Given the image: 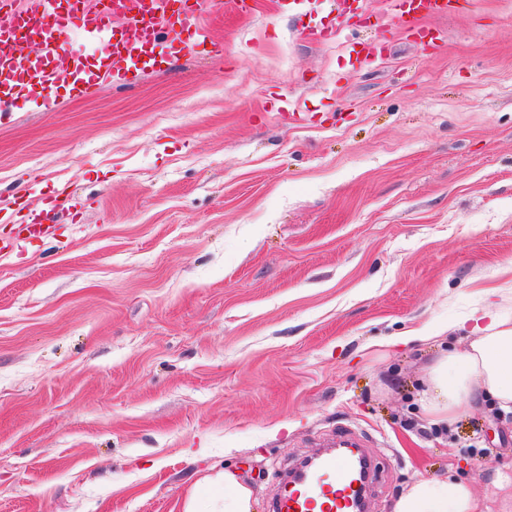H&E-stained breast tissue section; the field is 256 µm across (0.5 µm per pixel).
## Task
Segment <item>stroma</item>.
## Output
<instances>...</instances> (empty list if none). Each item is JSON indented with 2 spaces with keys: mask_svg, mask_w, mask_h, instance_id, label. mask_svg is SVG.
Returning a JSON list of instances; mask_svg holds the SVG:
<instances>
[{
  "mask_svg": "<svg viewBox=\"0 0 512 512\" xmlns=\"http://www.w3.org/2000/svg\"><path fill=\"white\" fill-rule=\"evenodd\" d=\"M370 8L248 0L0 118V197L74 205L0 220V512H183L224 469L270 512L340 419L373 438L367 512L450 474L512 512V414L429 429L435 348L392 342L512 317V0H453L427 45Z\"/></svg>",
  "mask_w": 512,
  "mask_h": 512,
  "instance_id": "stroma-1",
  "label": "stroma"
}]
</instances>
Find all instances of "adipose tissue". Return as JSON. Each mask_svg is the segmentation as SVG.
<instances>
[{
	"label": "adipose tissue",
	"instance_id": "1",
	"mask_svg": "<svg viewBox=\"0 0 512 512\" xmlns=\"http://www.w3.org/2000/svg\"><path fill=\"white\" fill-rule=\"evenodd\" d=\"M486 324L464 351L446 348L440 329L411 332L416 341L437 343L417 402L427 426L444 429L473 407L493 400L502 414L512 413V319L485 312ZM208 483L206 501L189 498L184 512H252V492L234 473L218 472ZM478 500L464 481L421 477L395 499L392 512H478Z\"/></svg>",
	"mask_w": 512,
	"mask_h": 512
}]
</instances>
